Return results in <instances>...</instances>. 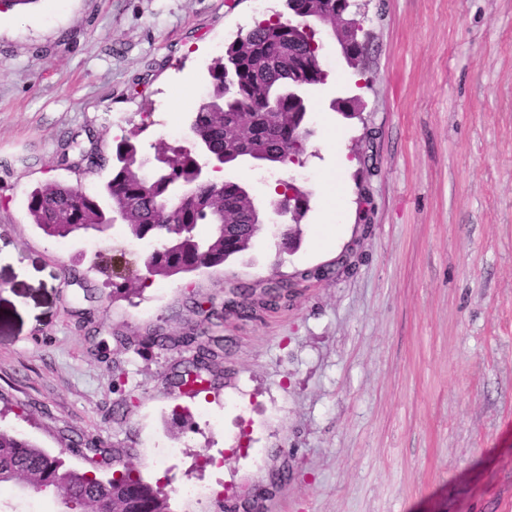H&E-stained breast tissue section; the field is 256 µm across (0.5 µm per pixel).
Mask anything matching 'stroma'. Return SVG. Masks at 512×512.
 Returning a JSON list of instances; mask_svg holds the SVG:
<instances>
[{
    "instance_id": "35a3bbf8",
    "label": "stroma",
    "mask_w": 512,
    "mask_h": 512,
    "mask_svg": "<svg viewBox=\"0 0 512 512\" xmlns=\"http://www.w3.org/2000/svg\"><path fill=\"white\" fill-rule=\"evenodd\" d=\"M361 7L359 67L316 32L327 81L307 91L301 163L224 170L262 207L280 179L308 194L296 248L264 230L224 265L120 297L90 245L124 226L58 251L30 192L98 191L111 169L80 153L111 158L116 120L153 154L225 46L284 0L0 9V428L102 478L112 466L71 440L130 457L170 512H217L218 494L260 512H512V0ZM273 277L297 288L277 309L217 328L191 307ZM158 326L208 341L213 391L173 389L192 354L148 345ZM155 435L181 450L159 467ZM187 483L212 497L184 499Z\"/></svg>"
}]
</instances>
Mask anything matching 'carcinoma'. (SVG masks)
Here are the masks:
<instances>
[{
    "instance_id": "cac0c4a2",
    "label": "carcinoma",
    "mask_w": 512,
    "mask_h": 512,
    "mask_svg": "<svg viewBox=\"0 0 512 512\" xmlns=\"http://www.w3.org/2000/svg\"><path fill=\"white\" fill-rule=\"evenodd\" d=\"M290 18L282 15L255 21L224 50L209 71L211 91L187 126V137L200 152L174 146L162 151L164 165L153 177L140 171L138 134L121 138L113 153L112 173L97 193L61 183L34 189L28 209L33 223L48 236L66 238L80 229L100 231L104 216L119 211L133 240L162 239L164 251L154 249L113 268L115 293L134 292L157 277L214 268L247 251L261 231L254 225L245 187L233 181L194 179L196 169L210 162L233 165L252 159L283 165L300 158L307 147L304 129L309 105L304 95L290 90L325 82L320 54L312 48L315 30L299 22L314 15L315 24L336 28V16L325 11L324 0H285ZM194 181V195L182 200V183ZM209 226L202 235L199 227ZM288 298V284L260 297L265 306ZM150 344L178 345L215 358L211 348L194 336L171 338L157 330ZM24 490L54 491L66 512H169L162 488L154 487L124 465L118 477L102 480L91 471L64 468V462L27 437L0 430V491L8 483Z\"/></svg>"
}]
</instances>
